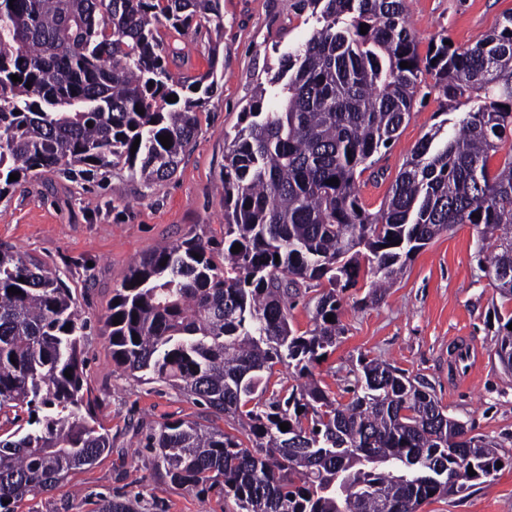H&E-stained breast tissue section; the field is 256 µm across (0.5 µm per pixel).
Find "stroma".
<instances>
[{
	"label": "stroma",
	"instance_id": "obj_1",
	"mask_svg": "<svg viewBox=\"0 0 512 512\" xmlns=\"http://www.w3.org/2000/svg\"><path fill=\"white\" fill-rule=\"evenodd\" d=\"M404 6L422 56L443 35L456 48L472 47L512 13V0H404ZM316 27L297 0H224L221 32L191 33L181 42L195 73L207 70L209 48L218 46L217 70L224 78L220 92L203 105L199 135L169 180L147 188L121 167L75 180L48 173L0 198V243L69 278L88 324L87 388L112 442L94 465L26 502L27 512H96L100 497L116 495L136 500L137 512H224L222 494L200 495L172 483L145 446L146 435L160 423L194 416L197 407L145 373L118 369L102 321L131 263L159 244L196 235L214 251L223 250L224 197L217 185L224 138L241 128L244 109L277 73L282 55ZM433 84L423 75L410 119L358 178V196L369 211L379 210L413 149L445 120ZM481 248L475 226L454 225L413 255L395 286L375 302L369 299L374 276L367 262L354 264L340 293L346 333L313 372L345 403L360 358L405 370L432 385L445 412L469 435L511 457L512 371L501 365L495 341L500 319L512 316V299L500 294L480 266ZM459 341L480 353L473 374L453 363ZM421 512H512V467Z\"/></svg>",
	"mask_w": 512,
	"mask_h": 512
}]
</instances>
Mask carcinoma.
<instances>
[{"instance_id": "carcinoma-1", "label": "carcinoma", "mask_w": 512, "mask_h": 512, "mask_svg": "<svg viewBox=\"0 0 512 512\" xmlns=\"http://www.w3.org/2000/svg\"><path fill=\"white\" fill-rule=\"evenodd\" d=\"M298 3L322 7L321 28L269 80L279 109L264 111L259 89L246 126L225 141L227 248L216 253L197 237L131 265L104 320L112 361L150 371L202 408L147 437L179 486L216 489L235 512H418L493 479L497 462L512 458L467 436L429 384L396 368L361 361L342 404L311 367L345 333L336 286L364 250L375 302L412 254L455 224H474L494 286L512 298V14L471 48L441 39L422 58L403 0ZM223 18L224 0H0V198L47 172L87 178L122 165L148 188L172 177L219 80L214 60L190 83L168 63L185 60L178 37ZM425 74L444 100L477 106L451 136L424 137L370 213L357 178L409 119ZM332 178L339 183L326 184ZM315 286L312 328L300 333L291 309ZM511 323L499 327L497 354L512 361ZM86 329L66 274L0 247V412L24 408L37 425L0 439V512H18L111 448L84 390ZM279 364L306 381L265 400ZM222 417L238 420L252 447L217 426ZM99 512L135 510L105 498Z\"/></svg>"}]
</instances>
